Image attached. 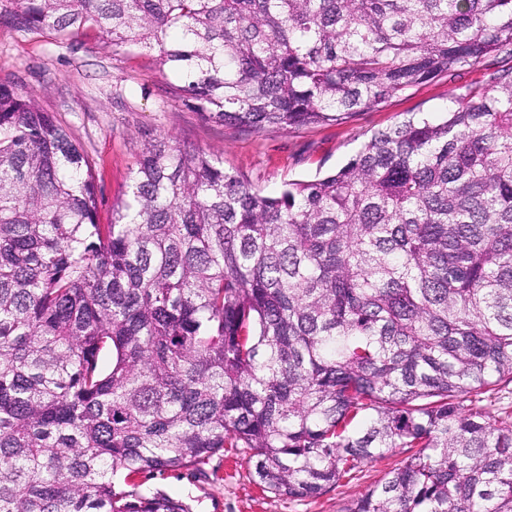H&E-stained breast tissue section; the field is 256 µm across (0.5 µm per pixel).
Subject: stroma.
Returning a JSON list of instances; mask_svg holds the SVG:
<instances>
[{
    "label": "stroma",
    "instance_id": "stroma-1",
    "mask_svg": "<svg viewBox=\"0 0 512 512\" xmlns=\"http://www.w3.org/2000/svg\"><path fill=\"white\" fill-rule=\"evenodd\" d=\"M489 78V69H464L340 123L254 132L205 121L191 103L171 95L168 84L173 76L160 72L153 52L112 50L91 30L60 39L0 25V81L18 92L33 93L89 156L101 224L111 222L112 205L122 197L141 149L151 138L165 135L213 153L221 157L225 170L265 194L277 195L288 181L311 179L343 166L375 131L393 126L403 113L438 115L452 96ZM399 458L396 452L386 454L355 479L316 498L291 499L259 488L246 454L229 448L204 470L143 474L137 483L141 494L165 492L189 512H340L382 479Z\"/></svg>",
    "mask_w": 512,
    "mask_h": 512
}]
</instances>
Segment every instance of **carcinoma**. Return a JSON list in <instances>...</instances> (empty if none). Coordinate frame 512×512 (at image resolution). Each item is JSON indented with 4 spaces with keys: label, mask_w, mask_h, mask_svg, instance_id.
Wrapping results in <instances>:
<instances>
[{
    "label": "carcinoma",
    "mask_w": 512,
    "mask_h": 512,
    "mask_svg": "<svg viewBox=\"0 0 512 512\" xmlns=\"http://www.w3.org/2000/svg\"><path fill=\"white\" fill-rule=\"evenodd\" d=\"M25 34L156 53L204 120L339 122L512 57V0H0ZM92 165L0 82V512H187L116 489L249 453L341 512H512V67L268 196L144 144L112 223Z\"/></svg>",
    "instance_id": "1"
}]
</instances>
